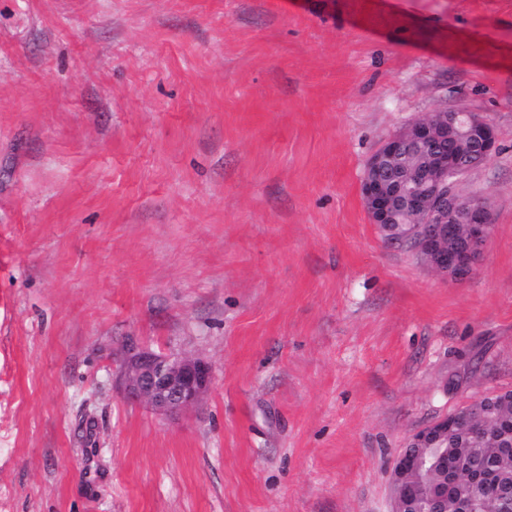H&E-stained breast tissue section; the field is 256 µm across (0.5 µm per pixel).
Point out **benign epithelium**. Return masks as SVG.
Returning a JSON list of instances; mask_svg holds the SVG:
<instances>
[{"mask_svg":"<svg viewBox=\"0 0 512 512\" xmlns=\"http://www.w3.org/2000/svg\"><path fill=\"white\" fill-rule=\"evenodd\" d=\"M496 151L494 127L464 111L427 113L389 135L368 158L362 198L371 223H395L404 212L409 235L438 273L462 280L481 258L493 231L486 202L464 194L461 183ZM124 395L154 412L178 416L199 405L209 392L208 362L193 354L172 355L132 346L119 371ZM452 425L447 414L414 432V453L400 454L391 472V512H412L423 501L427 512H448V486L475 490L485 474L463 465L444 474L437 485L424 479L427 466L446 451L433 436Z\"/></svg>","mask_w":512,"mask_h":512,"instance_id":"7a95c632","label":"benign epithelium"}]
</instances>
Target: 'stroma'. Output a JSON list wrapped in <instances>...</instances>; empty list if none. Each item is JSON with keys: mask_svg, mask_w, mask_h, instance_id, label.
Masks as SVG:
<instances>
[{"mask_svg": "<svg viewBox=\"0 0 512 512\" xmlns=\"http://www.w3.org/2000/svg\"><path fill=\"white\" fill-rule=\"evenodd\" d=\"M490 122L445 278L367 158ZM200 355L177 420L126 346ZM512 390V0H0V512H390L417 429Z\"/></svg>", "mask_w": 512, "mask_h": 512, "instance_id": "obj_1", "label": "stroma"}]
</instances>
